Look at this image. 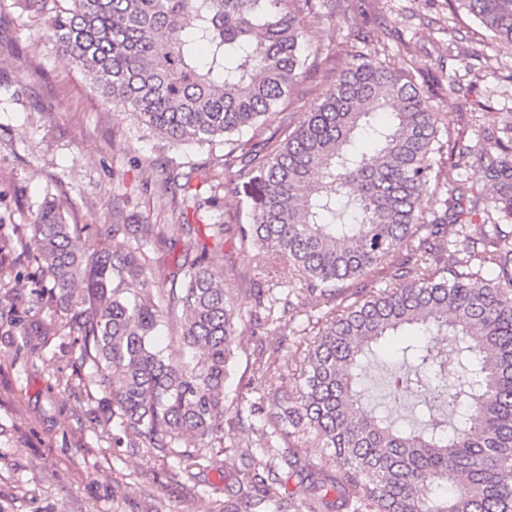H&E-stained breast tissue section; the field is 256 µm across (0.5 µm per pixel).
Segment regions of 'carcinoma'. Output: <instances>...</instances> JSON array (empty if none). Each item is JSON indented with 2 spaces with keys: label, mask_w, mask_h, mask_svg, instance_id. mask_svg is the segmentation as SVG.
<instances>
[{
  "label": "carcinoma",
  "mask_w": 512,
  "mask_h": 512,
  "mask_svg": "<svg viewBox=\"0 0 512 512\" xmlns=\"http://www.w3.org/2000/svg\"><path fill=\"white\" fill-rule=\"evenodd\" d=\"M298 0H71L46 20L57 52L81 68L106 101L173 145H230L223 172L260 186L242 224H208L199 256L182 278L148 287L151 254L184 224H110L128 250L114 255L68 223L55 198L32 215L20 244L49 273L47 294L70 315L77 363L100 376L103 422L135 448L189 461L184 440L234 452L224 416L252 427L263 446L287 448L281 462L249 455L224 512H296L277 469L300 477L305 512H512V126L484 149L493 192L477 194L480 223L425 221L439 168L458 170L469 149L444 158L437 115L396 70L356 56L334 87L283 135L262 126L311 70ZM497 46L512 51V0H450ZM184 206L212 176L180 174ZM253 253L255 266H288V282L253 292L245 310L213 268L224 237ZM389 265H384V261ZM426 273L411 276L415 269ZM372 277L384 287L353 288ZM306 294L313 345L294 386L275 387L287 362L258 355L246 364L247 396L225 383L243 329L258 336ZM192 354L179 362L157 349L164 315ZM52 327L30 325L24 346L41 348ZM429 336L398 349L387 395L427 409L408 430L363 409L366 367L395 336ZM320 449L317 461L308 449Z\"/></svg>",
  "instance_id": "1"
}]
</instances>
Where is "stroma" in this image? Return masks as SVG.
<instances>
[{"instance_id":"obj_1","label":"stroma","mask_w":512,"mask_h":512,"mask_svg":"<svg viewBox=\"0 0 512 512\" xmlns=\"http://www.w3.org/2000/svg\"><path fill=\"white\" fill-rule=\"evenodd\" d=\"M308 20L323 67L311 79L317 91L330 86L323 71L340 74L360 53L408 71L440 128L463 132L475 150L486 147L488 133L512 125V51L483 38L476 24L459 23L448 0H312ZM223 155L220 144L171 146L103 102L24 0H0V512H224L240 453L202 448L191 462L159 459L132 448L121 427L102 424L95 373L74 365L65 310L40 294L36 264L8 249L31 236L32 215L48 196L118 253L128 239L107 235L106 224L186 220L189 229L154 255L153 285L168 287L177 260L199 253L204 223L244 221L260 195L230 180L200 214H184L172 175L193 166L209 174ZM453 176L463 194L458 214L481 222L471 193L492 188L482 163L470 160ZM215 272L247 305L255 282L268 277L231 243ZM296 306L274 331L293 366L311 341L308 302ZM37 322L59 333L33 352L21 336Z\"/></svg>"}]
</instances>
